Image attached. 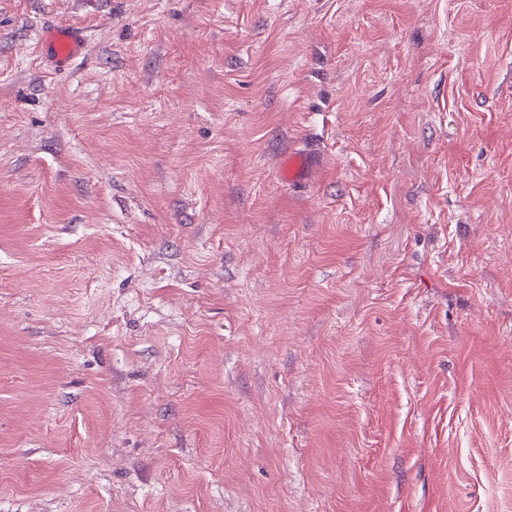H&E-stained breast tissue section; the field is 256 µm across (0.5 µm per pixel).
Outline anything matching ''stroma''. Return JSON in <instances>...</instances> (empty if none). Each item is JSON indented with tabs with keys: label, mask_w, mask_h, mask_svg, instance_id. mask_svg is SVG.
<instances>
[{
	"label": "stroma",
	"mask_w": 512,
	"mask_h": 512,
	"mask_svg": "<svg viewBox=\"0 0 512 512\" xmlns=\"http://www.w3.org/2000/svg\"><path fill=\"white\" fill-rule=\"evenodd\" d=\"M0 512H512V0H0ZM84 46L82 31L76 28L62 27L50 32L45 41L47 53L52 57L56 66L65 69L76 57Z\"/></svg>",
	"instance_id": "35a3bbf8"
}]
</instances>
